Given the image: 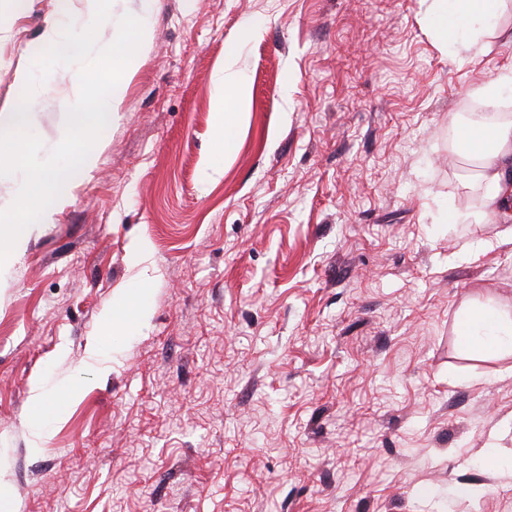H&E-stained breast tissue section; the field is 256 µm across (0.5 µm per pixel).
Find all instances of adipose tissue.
I'll return each mask as SVG.
<instances>
[{
    "mask_svg": "<svg viewBox=\"0 0 512 512\" xmlns=\"http://www.w3.org/2000/svg\"><path fill=\"white\" fill-rule=\"evenodd\" d=\"M502 0H433L430 23L440 39L449 34L465 37L466 48L480 51V35L500 14ZM237 53L228 50L224 68L216 80L214 118L218 127L217 147L228 157L238 148L242 108L249 93L248 76L235 67ZM468 156L474 165V177L480 191L481 216L512 220V115L468 125L461 130ZM147 313L145 290H129L125 301L107 306L102 314L105 335L117 336L132 329L136 319ZM457 334L462 344L479 354L512 351V312L500 308L468 309L460 318Z\"/></svg>",
    "mask_w": 512,
    "mask_h": 512,
    "instance_id": "obj_1",
    "label": "adipose tissue"
}]
</instances>
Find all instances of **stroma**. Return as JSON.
Wrapping results in <instances>:
<instances>
[{"mask_svg": "<svg viewBox=\"0 0 512 512\" xmlns=\"http://www.w3.org/2000/svg\"><path fill=\"white\" fill-rule=\"evenodd\" d=\"M427 7L152 0L94 167L0 288V512H512V352L457 335L467 307L512 311V245L474 254L506 225L445 219L479 199L453 119L512 62V0L477 59ZM61 16L90 24L0 0V107ZM230 44L250 100L214 181ZM78 93L74 65L35 90L43 154ZM135 283L147 318L94 361ZM37 383L59 409L38 428Z\"/></svg>", "mask_w": 512, "mask_h": 512, "instance_id": "stroma-1", "label": "stroma"}]
</instances>
